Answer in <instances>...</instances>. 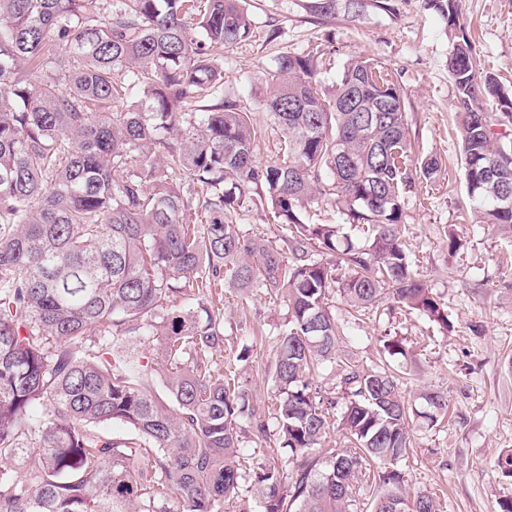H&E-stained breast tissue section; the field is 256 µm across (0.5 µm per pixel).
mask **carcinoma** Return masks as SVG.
I'll use <instances>...</instances> for the list:
<instances>
[{
  "label": "carcinoma",
  "mask_w": 512,
  "mask_h": 512,
  "mask_svg": "<svg viewBox=\"0 0 512 512\" xmlns=\"http://www.w3.org/2000/svg\"><path fill=\"white\" fill-rule=\"evenodd\" d=\"M426 4L461 33L448 71L468 194L481 223L511 228L499 127L512 95L477 68L457 0ZM251 30L242 0H0V512H247L252 498L260 512H356L369 472L371 512H437L397 468L414 410L394 367L345 364L339 451L320 448L332 401L312 374L338 353L336 290L358 312L386 298L450 327L413 273L401 206L440 162H411L385 66L351 59L326 93L319 56L289 52L262 99L288 158L256 163L251 112L222 95L224 49ZM250 184L265 187L280 240L233 223ZM329 193L364 243L303 220ZM226 283L288 307L269 411L224 374L249 349L225 369L214 360ZM134 340L156 342V366L126 351ZM420 399L430 423L445 418L447 394ZM248 428L275 430L289 463L243 469Z\"/></svg>",
  "instance_id": "obj_1"
}]
</instances>
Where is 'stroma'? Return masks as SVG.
I'll return each mask as SVG.
<instances>
[{"label":"stroma","instance_id":"obj_1","mask_svg":"<svg viewBox=\"0 0 512 512\" xmlns=\"http://www.w3.org/2000/svg\"><path fill=\"white\" fill-rule=\"evenodd\" d=\"M309 0H245L253 34L224 52V97L249 107L260 131L254 156L262 164L281 160V135L259 103L264 78L284 52L319 50L322 89L335 84L351 58H373L388 69L405 102L408 137L417 156H434V179L417 178L402 202L406 245L418 277L448 311L451 330L420 315L380 304L354 315L340 294L328 307L345 333L341 355L364 368L384 359L381 337L405 341V394L417 404L424 390L448 395L447 422L413 426L414 447L399 467L415 492L438 496V512H496L512 485L494 464L512 450V230L465 221L473 212L461 171L455 133L457 91L448 73L456 42L445 19L424 0H389L388 10L366 6L351 17L345 0L328 16L313 13ZM480 70L497 75L512 90V0H459ZM263 189L248 186L236 221L248 233L272 240L282 229L260 203ZM462 239L460 257L448 254L446 227ZM224 333L234 346L249 345L251 357L240 381L254 402L273 405L277 390L270 330L287 321L281 294L224 288Z\"/></svg>","mask_w":512,"mask_h":512}]
</instances>
